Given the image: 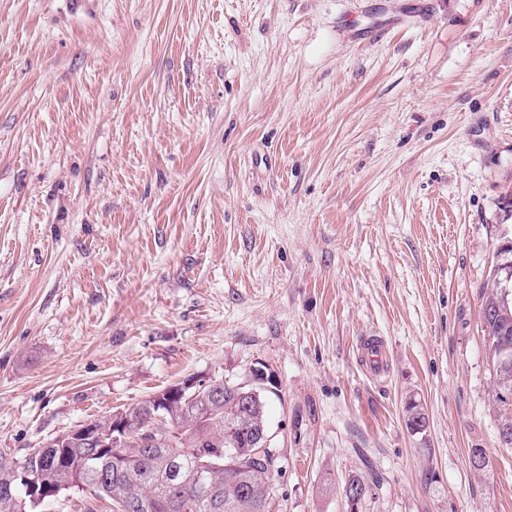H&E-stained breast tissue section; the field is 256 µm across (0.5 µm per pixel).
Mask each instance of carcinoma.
<instances>
[{"instance_id":"carcinoma-1","label":"carcinoma","mask_w":512,"mask_h":512,"mask_svg":"<svg viewBox=\"0 0 512 512\" xmlns=\"http://www.w3.org/2000/svg\"><path fill=\"white\" fill-rule=\"evenodd\" d=\"M500 288L489 276L482 286L479 318L486 350L496 378L493 402L499 421L512 425V360L500 356L497 341L512 342V300L498 303ZM210 384L193 398L178 394L167 404L150 396L132 407L93 420L101 435L99 456L87 458L71 443L75 429L56 436L45 447L52 453L42 460L17 459L0 454V512H37L55 496L34 497L20 474L27 471L38 484L61 487L91 510L106 500L112 512H127L130 502L147 500V512H268L279 455L250 456L238 448L230 434H249L268 426V391L256 384L243 385L209 377ZM250 394L243 410L238 393ZM126 420L124 443L111 446L112 419Z\"/></svg>"}]
</instances>
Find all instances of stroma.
<instances>
[{"label": "stroma", "mask_w": 512, "mask_h": 512, "mask_svg": "<svg viewBox=\"0 0 512 512\" xmlns=\"http://www.w3.org/2000/svg\"><path fill=\"white\" fill-rule=\"evenodd\" d=\"M509 189L512 0H0V452L262 363L270 512H512ZM502 270L505 274L502 279L498 278V282L503 283L502 293L506 297L512 292L509 290L512 288V272L503 269L502 264H497L493 273L499 275ZM500 289L496 278L490 273L488 281L482 286L479 318L486 341L487 354L496 375L493 402L497 408L498 421L510 424L512 428V397L509 406L503 397L508 392L512 394V350L510 361L506 362L500 356L496 343L501 338H505L509 339L512 347V298L509 295L508 306L500 305L498 303L501 295Z\"/></svg>", "instance_id": "35a3bbf8"}]
</instances>
